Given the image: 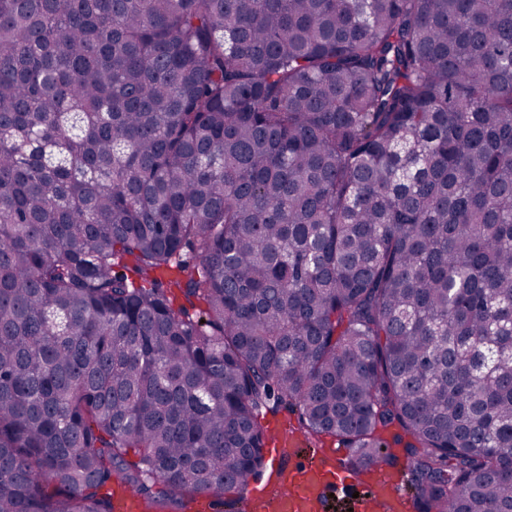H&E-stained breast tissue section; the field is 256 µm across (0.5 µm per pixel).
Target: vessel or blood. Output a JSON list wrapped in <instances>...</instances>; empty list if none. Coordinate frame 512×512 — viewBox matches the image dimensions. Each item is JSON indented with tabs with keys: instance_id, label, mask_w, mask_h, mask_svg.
Returning a JSON list of instances; mask_svg holds the SVG:
<instances>
[{
	"instance_id": "1",
	"label": "vessel or blood",
	"mask_w": 512,
	"mask_h": 512,
	"mask_svg": "<svg viewBox=\"0 0 512 512\" xmlns=\"http://www.w3.org/2000/svg\"><path fill=\"white\" fill-rule=\"evenodd\" d=\"M302 444L297 435L280 430L268 449L275 489L266 495L248 488L247 512H327L332 493L349 487L352 474L342 465L347 449L321 448L299 463L295 456ZM400 478V473L373 469L371 478L360 483L353 512H410L411 505L399 488Z\"/></svg>"
}]
</instances>
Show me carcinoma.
Instances as JSON below:
<instances>
[{"label":"carcinoma","instance_id":"carcinoma-1","mask_svg":"<svg viewBox=\"0 0 512 512\" xmlns=\"http://www.w3.org/2000/svg\"><path fill=\"white\" fill-rule=\"evenodd\" d=\"M281 408L512 512V0H0V512L222 496Z\"/></svg>","mask_w":512,"mask_h":512}]
</instances>
